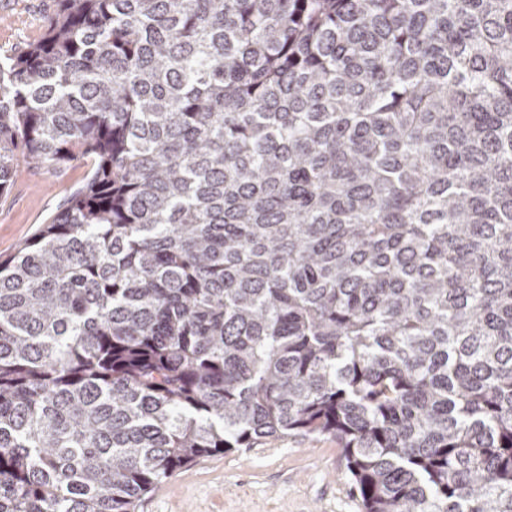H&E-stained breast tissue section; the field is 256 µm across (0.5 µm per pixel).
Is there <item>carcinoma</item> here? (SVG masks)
Segmentation results:
<instances>
[{
    "label": "carcinoma",
    "mask_w": 512,
    "mask_h": 512,
    "mask_svg": "<svg viewBox=\"0 0 512 512\" xmlns=\"http://www.w3.org/2000/svg\"><path fill=\"white\" fill-rule=\"evenodd\" d=\"M0 512L327 435L363 512H512V0H56L0 56ZM86 169L73 163L62 171L24 169L17 174L7 197L0 198V259L14 254L66 206L70 194L83 183Z\"/></svg>",
    "instance_id": "carcinoma-1"
}]
</instances>
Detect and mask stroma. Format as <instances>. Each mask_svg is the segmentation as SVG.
<instances>
[{
    "label": "stroma",
    "mask_w": 512,
    "mask_h": 512,
    "mask_svg": "<svg viewBox=\"0 0 512 512\" xmlns=\"http://www.w3.org/2000/svg\"><path fill=\"white\" fill-rule=\"evenodd\" d=\"M55 6L56 0H0V55L38 40ZM85 171L76 163L17 174L0 198V259L66 206ZM138 512H361V505L336 441L292 435L199 458L146 495Z\"/></svg>",
    "instance_id": "obj_1"
}]
</instances>
